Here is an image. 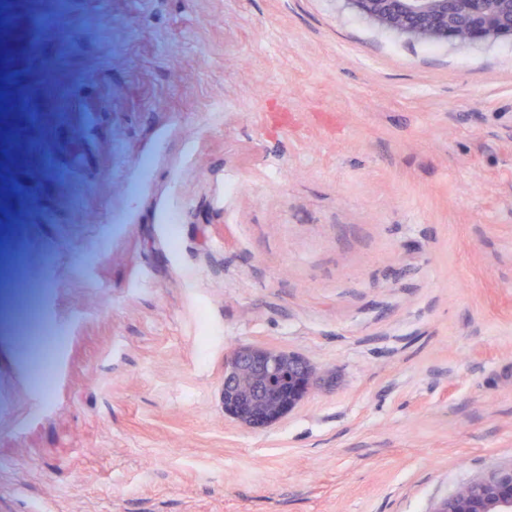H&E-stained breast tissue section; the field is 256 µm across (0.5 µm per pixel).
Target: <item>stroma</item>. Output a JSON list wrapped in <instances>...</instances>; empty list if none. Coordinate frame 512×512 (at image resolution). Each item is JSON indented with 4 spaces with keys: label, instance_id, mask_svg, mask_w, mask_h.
Here are the masks:
<instances>
[{
    "label": "stroma",
    "instance_id": "stroma-1",
    "mask_svg": "<svg viewBox=\"0 0 512 512\" xmlns=\"http://www.w3.org/2000/svg\"><path fill=\"white\" fill-rule=\"evenodd\" d=\"M11 13L0 512H427L512 463V42L344 0ZM241 344L321 390L242 429Z\"/></svg>",
    "mask_w": 512,
    "mask_h": 512
}]
</instances>
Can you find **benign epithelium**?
I'll return each instance as SVG.
<instances>
[{
  "label": "benign epithelium",
  "instance_id": "7a95c632",
  "mask_svg": "<svg viewBox=\"0 0 512 512\" xmlns=\"http://www.w3.org/2000/svg\"><path fill=\"white\" fill-rule=\"evenodd\" d=\"M381 29L410 40L449 44L512 40V0H345ZM224 415L246 430L266 428L320 389L316 368L304 358L242 345L226 358ZM280 369L288 385L268 377ZM427 512H512V464L487 471L435 502Z\"/></svg>",
  "mask_w": 512,
  "mask_h": 512
}]
</instances>
